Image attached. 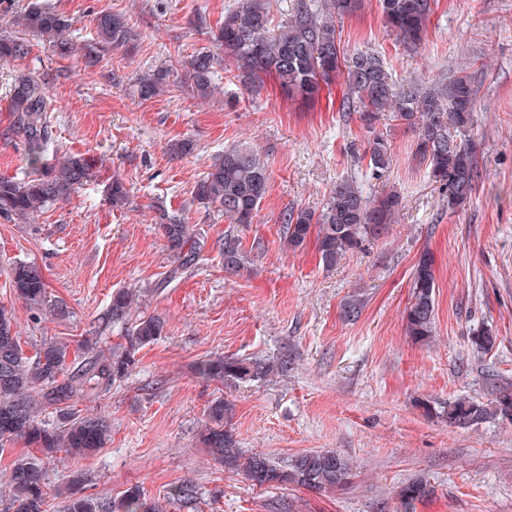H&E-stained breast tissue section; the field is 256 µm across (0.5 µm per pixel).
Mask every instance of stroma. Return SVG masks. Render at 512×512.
Listing matches in <instances>:
<instances>
[{
	"instance_id": "35a3bbf8",
	"label": "stroma",
	"mask_w": 512,
	"mask_h": 512,
	"mask_svg": "<svg viewBox=\"0 0 512 512\" xmlns=\"http://www.w3.org/2000/svg\"><path fill=\"white\" fill-rule=\"evenodd\" d=\"M72 21L80 55L63 57L31 38L22 59L0 66L9 76L40 78L53 100L49 114L62 150L102 160L103 181L47 209L28 224L0 219V305L12 310L25 348L55 340L71 352L68 374L82 391L81 415L102 414L111 438L88 457H64L47 472L48 512H66L58 495L73 473L80 495L120 500L139 488L164 512H401L396 492L424 477L428 496L411 512H512V425L490 420L470 429L427 415L421 401L488 398L492 384L512 383V0H436L420 45L390 35L379 0L336 22L344 54L381 55L396 84L435 82L467 74L474 112L479 179L469 205L448 211L438 184L414 158L415 133L381 119L392 162L372 175L364 151L371 132L343 105V76L323 86L315 102L287 98L274 77L259 95L241 94L227 62L217 64L209 98L185 78L191 55L217 51L215 36L237 0H44ZM124 13L137 35L133 52L102 49L93 18ZM171 68L162 96L144 100L135 79ZM0 99V175L27 170L20 136ZM191 141L190 153L171 144ZM247 143L268 161L270 180L253 224H231L222 211L193 199L213 155ZM355 178L370 196L398 192L402 208L387 235L350 254L333 270L314 243L284 246L281 217L321 205L336 181ZM117 178L130 203L112 209L103 182ZM180 214L206 240L197 263L176 271L162 226ZM242 242L246 264L224 268L216 247L226 230ZM434 260L436 336L412 341L403 312L414 266ZM39 266L47 310L33 317L11 285L16 261ZM139 292L133 318L160 316L164 332L134 348L128 375H82L99 350L129 346L105 315L113 291ZM353 294L364 306L357 320L341 308ZM497 336L474 351L472 329ZM290 357L287 377L234 387L200 377L208 355ZM220 397L234 404L231 426L241 448L286 459L333 450L355 467L343 491L294 486L257 488L215 461L202 441L207 409ZM191 485V497L172 489Z\"/></svg>"
}]
</instances>
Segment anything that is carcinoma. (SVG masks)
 I'll list each match as a JSON object with an SVG mask.
<instances>
[{
	"label": "carcinoma",
	"mask_w": 512,
	"mask_h": 512,
	"mask_svg": "<svg viewBox=\"0 0 512 512\" xmlns=\"http://www.w3.org/2000/svg\"><path fill=\"white\" fill-rule=\"evenodd\" d=\"M362 0H295L288 17L272 25L269 0H239L224 12L218 42L224 59L233 64L232 78L244 92L260 94L261 76H274L289 96L312 101L319 97L322 84L346 73L347 108L360 114L366 128H373L387 114L415 129V156L426 164L430 180L438 184L449 210L466 206L479 177L473 110L476 93L466 75L424 88L419 84L398 86L392 80L384 59L375 52L340 54L335 18L354 14ZM435 0H380L388 32L415 46L427 31ZM21 32L32 34L72 53L67 35L71 19L51 7L31 0L16 16ZM97 39L108 48H130L135 34L121 12L104 11L94 18ZM26 38L0 31V61L16 60L29 54ZM218 59L208 52L192 56L186 76L201 96L215 90L212 75ZM171 70L166 66L149 69L137 77L139 95L148 100L165 92ZM8 111L12 112L11 131L23 138L28 172L21 178L0 177V218L28 223L47 207L69 200L85 186L101 179L98 160L85 153L60 152L53 145L50 120L52 100L42 81L31 75H18L5 82ZM365 156L376 175L386 170L391 153L381 135L369 142ZM269 165L251 146H236L216 156L207 174L196 184L194 199L224 212L232 224H251L269 183ZM112 208L124 209L130 203L129 189L118 178L105 184ZM402 208V197L395 191L370 199L353 178H342L333 185L318 207L285 213V239L288 248L303 247L314 239L320 261L333 268L348 254L362 251L384 237ZM168 248L180 267L190 268L199 259L200 239L180 216L169 215L162 225ZM224 268L238 271L244 265L241 243L233 233L219 241ZM10 283L18 299L33 314L45 310L47 284L34 265L17 262L11 267ZM134 298L131 290L112 292L107 319L112 323L129 321ZM403 319L406 333L416 342L427 344L435 336V276L433 259L420 255L412 277L411 301ZM165 321L158 316L135 320L128 329L130 346L147 345L162 336ZM471 346L478 352L493 348L496 337L485 328L472 331ZM67 346L45 340L34 346V354L23 349L11 312L0 308V440L22 439L33 453L16 460L8 487L15 512H47L45 476L57 462V453L87 456L104 447L110 438L107 421L99 416H80L69 404L77 395L72 377L64 374ZM132 364L130 351L114 350L111 357L98 354L84 364L86 374L124 377ZM292 362L285 358H239L215 356L197 364L198 374L232 387L245 381H267L286 377ZM55 410L56 422L42 419L47 408ZM423 409L455 428L466 429L489 419L512 424V385L494 386L491 397L479 400L460 397L448 402L424 401ZM233 404L221 397L208 409L202 438L214 459L224 467L242 473L259 488L292 484L305 489L340 491L353 479L349 459L334 451L319 450L300 454L287 461H275L263 453L246 454L228 423ZM83 477L76 474L58 490L68 499L67 512H162V506L148 500L138 488H131L117 506L79 495ZM429 493L427 481L417 476L400 486L397 498L408 509Z\"/></svg>",
	"instance_id": "cac0c4a2"
}]
</instances>
